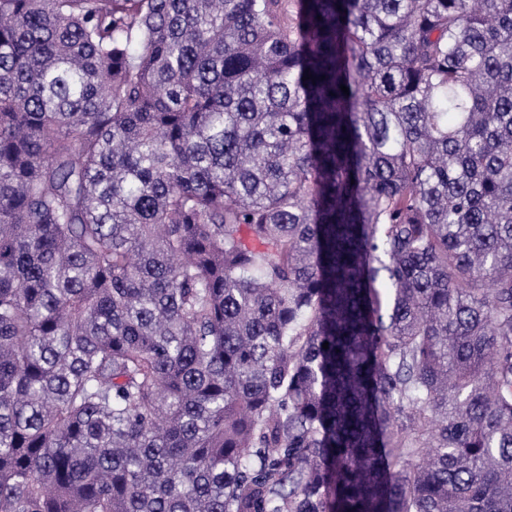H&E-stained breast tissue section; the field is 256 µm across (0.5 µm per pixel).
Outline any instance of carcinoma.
Wrapping results in <instances>:
<instances>
[{
    "label": "carcinoma",
    "mask_w": 512,
    "mask_h": 512,
    "mask_svg": "<svg viewBox=\"0 0 512 512\" xmlns=\"http://www.w3.org/2000/svg\"><path fill=\"white\" fill-rule=\"evenodd\" d=\"M0 512H512V0H0Z\"/></svg>",
    "instance_id": "obj_1"
}]
</instances>
